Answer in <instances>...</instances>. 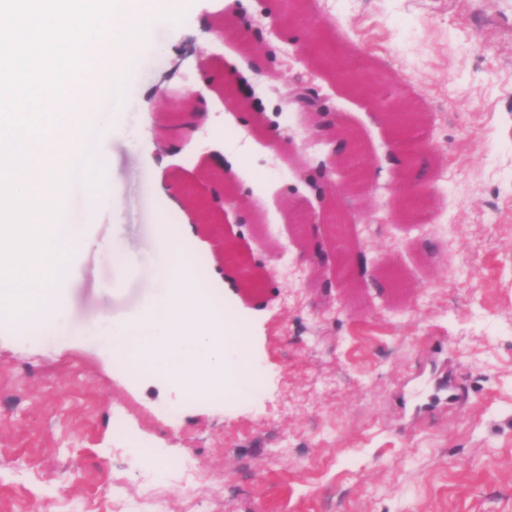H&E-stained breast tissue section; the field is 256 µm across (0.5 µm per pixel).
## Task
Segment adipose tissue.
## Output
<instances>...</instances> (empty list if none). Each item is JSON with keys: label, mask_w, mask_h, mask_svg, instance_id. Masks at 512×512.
Instances as JSON below:
<instances>
[{"label": "adipose tissue", "mask_w": 512, "mask_h": 512, "mask_svg": "<svg viewBox=\"0 0 512 512\" xmlns=\"http://www.w3.org/2000/svg\"><path fill=\"white\" fill-rule=\"evenodd\" d=\"M193 233L189 223L177 230L159 222L155 247L164 261L158 275L167 289L133 319L113 323V348L118 360L164 375L176 386L219 393L227 372L224 341L234 332L200 288L195 267L181 249Z\"/></svg>", "instance_id": "1"}]
</instances>
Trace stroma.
<instances>
[{"label":"stroma","instance_id":"obj_1","mask_svg":"<svg viewBox=\"0 0 512 512\" xmlns=\"http://www.w3.org/2000/svg\"><path fill=\"white\" fill-rule=\"evenodd\" d=\"M132 60L122 128L101 142L106 188L87 247L72 261L67 317L47 335L0 320V512H132L144 486L165 512H512V0H310L312 20L386 77L349 95L292 56L288 73L320 87L372 151L370 205L352 204V237L367 261L388 259L401 286L323 292L299 258L289 209L318 213L294 169L332 150L309 117L284 119L294 141L276 152L254 136L213 73L249 61L207 18L220 0H180ZM204 90L218 135L181 150L169 136L179 105ZM406 94L426 115L434 149L428 220L397 217L399 162L375 102ZM259 207L255 229L227 210L222 231L264 264L239 287L209 233L187 253L219 268L210 294L247 340L225 341L230 368L261 387L236 404L190 403L186 391L118 362L113 321L139 312L162 262L155 218L161 177L176 178L203 223L204 149ZM131 255L117 278L112 238ZM438 249L429 260L419 241ZM123 420L124 435L112 425Z\"/></svg>","mask_w":512,"mask_h":512}]
</instances>
